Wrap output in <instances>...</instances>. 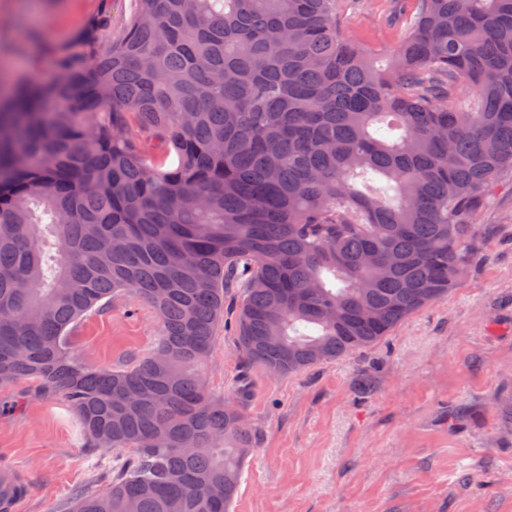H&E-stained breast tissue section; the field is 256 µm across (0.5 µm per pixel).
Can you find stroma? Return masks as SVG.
<instances>
[{
    "label": "stroma",
    "instance_id": "1",
    "mask_svg": "<svg viewBox=\"0 0 512 512\" xmlns=\"http://www.w3.org/2000/svg\"><path fill=\"white\" fill-rule=\"evenodd\" d=\"M137 0H0V71L51 82L59 54L95 30L119 39ZM417 0H336L344 36L387 68ZM468 274L375 346L273 376L243 365L224 301L204 369L209 391L240 398L260 441L231 512H512V182L478 217ZM154 310L124 294L82 317L72 345L118 370L149 353ZM0 470L26 484L16 512H70L102 491L111 453L86 448L75 415L23 381L0 389Z\"/></svg>",
    "mask_w": 512,
    "mask_h": 512
}]
</instances>
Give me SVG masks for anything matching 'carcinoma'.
I'll return each mask as SVG.
<instances>
[{"label": "carcinoma", "mask_w": 512, "mask_h": 512, "mask_svg": "<svg viewBox=\"0 0 512 512\" xmlns=\"http://www.w3.org/2000/svg\"><path fill=\"white\" fill-rule=\"evenodd\" d=\"M125 34L0 96V387L62 400L116 453L72 512H230L258 431L203 375L224 294L243 364L370 348L468 273L512 176V0H418L390 66L336 0H137ZM466 89L481 109L454 100ZM155 131L163 167L130 118ZM131 293L160 324L122 370L73 325ZM19 491L0 473V505Z\"/></svg>", "instance_id": "obj_1"}]
</instances>
